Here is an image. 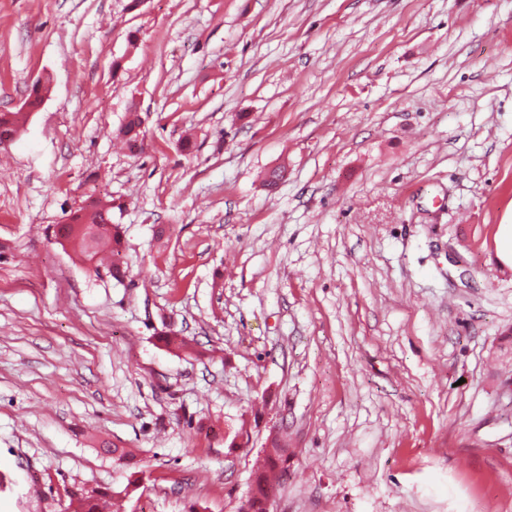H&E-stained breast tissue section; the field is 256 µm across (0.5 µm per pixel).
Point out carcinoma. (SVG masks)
<instances>
[{
    "mask_svg": "<svg viewBox=\"0 0 512 512\" xmlns=\"http://www.w3.org/2000/svg\"><path fill=\"white\" fill-rule=\"evenodd\" d=\"M24 112H0V141L13 139L25 123ZM142 119L140 113L132 109L126 123L117 130L120 138L129 148L142 143L140 139ZM54 239L62 247L70 248L77 258L100 273L105 268L113 277L121 276L117 257L121 255L122 234L119 225L112 223V203L104 202L92 195L85 205L74 212L69 221L60 224L54 231ZM287 449L274 444V453L265 458L264 465L254 473L251 489L247 494V512H270L267 508L269 494L279 477L288 470ZM71 512H99V495L89 493L81 487L68 491Z\"/></svg>",
    "mask_w": 512,
    "mask_h": 512,
    "instance_id": "cac0c4a2",
    "label": "carcinoma"
}]
</instances>
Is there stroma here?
Masks as SVG:
<instances>
[{"label": "stroma", "mask_w": 512, "mask_h": 512, "mask_svg": "<svg viewBox=\"0 0 512 512\" xmlns=\"http://www.w3.org/2000/svg\"><path fill=\"white\" fill-rule=\"evenodd\" d=\"M38 84L0 147V512H236L275 442L274 512H512V0H0V112ZM92 192L119 279L51 232ZM141 125L140 113L136 109H131L126 123L117 130L116 137L120 138L130 149H134L143 141L139 138ZM101 495L86 492L81 487H74L68 491V509L73 512H98V500Z\"/></svg>", "instance_id": "1"}]
</instances>
